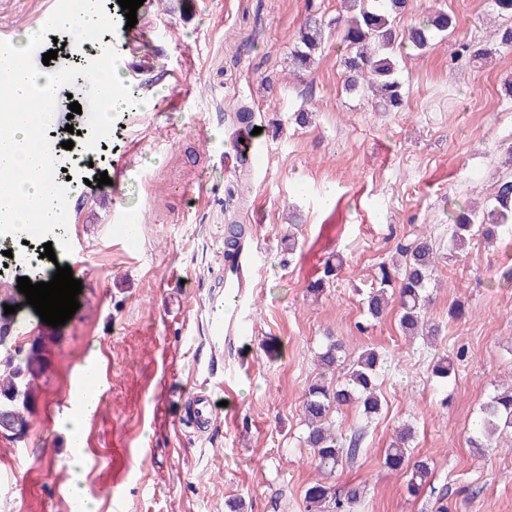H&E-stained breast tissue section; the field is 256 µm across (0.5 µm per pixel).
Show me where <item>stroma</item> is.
Instances as JSON below:
<instances>
[{
	"instance_id": "35a3bbf8",
	"label": "stroma",
	"mask_w": 512,
	"mask_h": 512,
	"mask_svg": "<svg viewBox=\"0 0 512 512\" xmlns=\"http://www.w3.org/2000/svg\"><path fill=\"white\" fill-rule=\"evenodd\" d=\"M49 9L50 0H0V35L16 42L38 31ZM341 10L342 0H144L138 42L120 69L144 81L140 105L118 111L110 138L92 150L86 114L69 109L87 102L86 84L58 90L47 131L56 181L90 186L68 204L71 254L52 261L42 241L0 237V299L17 305L18 343L37 354L28 430L0 438V512H79L66 492L63 423L91 360L108 391L82 436L86 478L103 491L97 512H228L232 499L243 512H307L305 491L318 474L301 441L302 403L329 333L344 341L347 359L368 345L387 361L382 408L362 450L329 480L340 496L360 488L353 512H437L443 503L448 512H512V433L486 455L468 445L480 405L495 385L512 383V281L503 278L512 239H475L454 253L448 216L452 204L483 198L512 148V47L481 62L470 55L512 19L496 14L493 0H410L399 32L435 11L455 28L425 50L399 47L404 103L381 112L367 92L346 90L335 29L311 68L291 66L301 24L329 23ZM52 49L56 59L44 60ZM96 49L61 32L34 61L83 67ZM242 105L261 129L257 166L235 153L231 116ZM103 172L109 184L95 186ZM233 198L260 251L255 330L244 348L217 355L207 307ZM119 209L136 222L135 243L113 221ZM291 231L292 254L282 244ZM422 232L440 255L428 315L441 331L431 341L403 336L396 311L370 319L363 304L378 264ZM336 255L337 278L313 296L310 284ZM61 265L83 289L74 316L55 328L17 285L50 281ZM459 303L465 315L450 317ZM444 354L455 371L443 386L431 369ZM191 388L220 402L209 429L183 419L181 395ZM404 422L415 430L414 457L431 468L414 496L383 465Z\"/></svg>"
}]
</instances>
